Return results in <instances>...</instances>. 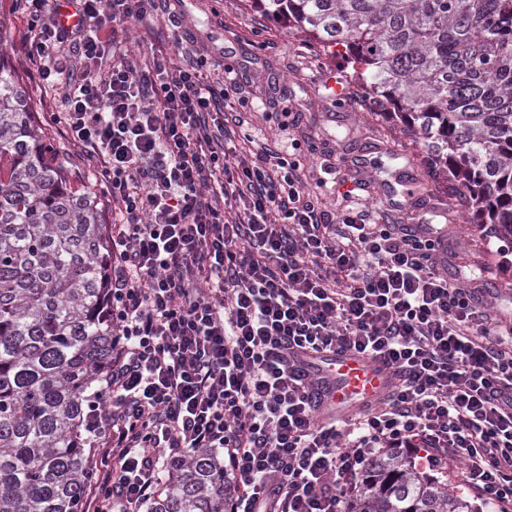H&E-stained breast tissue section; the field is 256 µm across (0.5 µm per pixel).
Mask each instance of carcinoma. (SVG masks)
Returning <instances> with one entry per match:
<instances>
[{
    "instance_id": "cac0c4a2",
    "label": "carcinoma",
    "mask_w": 512,
    "mask_h": 512,
    "mask_svg": "<svg viewBox=\"0 0 512 512\" xmlns=\"http://www.w3.org/2000/svg\"><path fill=\"white\" fill-rule=\"evenodd\" d=\"M344 48L353 77L422 162L465 190L474 223L512 241V0H247ZM48 143L0 60V512H80L84 419L112 357L102 321L106 221ZM229 478L198 449L172 460L147 512H224ZM347 512H476L386 451Z\"/></svg>"
}]
</instances>
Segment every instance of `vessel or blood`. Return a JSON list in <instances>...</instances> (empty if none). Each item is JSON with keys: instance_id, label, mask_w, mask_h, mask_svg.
<instances>
[{"instance_id": "b4317fda", "label": "vessel or blood", "mask_w": 512, "mask_h": 512, "mask_svg": "<svg viewBox=\"0 0 512 512\" xmlns=\"http://www.w3.org/2000/svg\"><path fill=\"white\" fill-rule=\"evenodd\" d=\"M327 387L316 389L325 412L343 416L360 406L371 404L387 393L393 382L392 372L381 362L354 351L315 354L310 358Z\"/></svg>"}]
</instances>
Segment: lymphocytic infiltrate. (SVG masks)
Masks as SVG:
<instances>
[{"label":"lymphocytic infiltrate","mask_w":512,"mask_h":512,"mask_svg":"<svg viewBox=\"0 0 512 512\" xmlns=\"http://www.w3.org/2000/svg\"><path fill=\"white\" fill-rule=\"evenodd\" d=\"M20 54L66 88L51 123L111 190L103 317L112 364L90 402L101 454L81 512H142L167 460L220 453L227 512H346L367 459L458 462L512 506V324L440 274L429 224L337 213L278 148H232L236 78L139 70L126 38L159 0H21ZM349 349L397 382L344 423L300 356Z\"/></svg>","instance_id":"obj_1"}]
</instances>
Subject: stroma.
Here are the masks:
<instances>
[{
	"label": "stroma",
	"mask_w": 512,
	"mask_h": 512,
	"mask_svg": "<svg viewBox=\"0 0 512 512\" xmlns=\"http://www.w3.org/2000/svg\"><path fill=\"white\" fill-rule=\"evenodd\" d=\"M178 29H169L168 18ZM26 21L12 0H0V48L22 78L33 112L47 123L48 108L58 96L34 81L17 47ZM131 39L139 45V64L205 61L211 81L224 78L225 65L237 71L235 109L245 120L251 141L239 150L279 140L299 160L310 188L329 208L365 207L400 224L407 210L386 197L382 183L397 184L405 167L415 169L423 199L429 200L434 224L443 228L446 271L456 278L468 271L483 294L502 308L512 307V257L503 258L501 241L473 224L459 187L420 166V147L377 113L360 83L350 80L340 56L324 52L304 34L246 9L243 0H168L166 16L144 20ZM334 73L357 102H340L325 84ZM345 155L347 165L336 161Z\"/></svg>",
	"instance_id": "35a3bbf8"
}]
</instances>
